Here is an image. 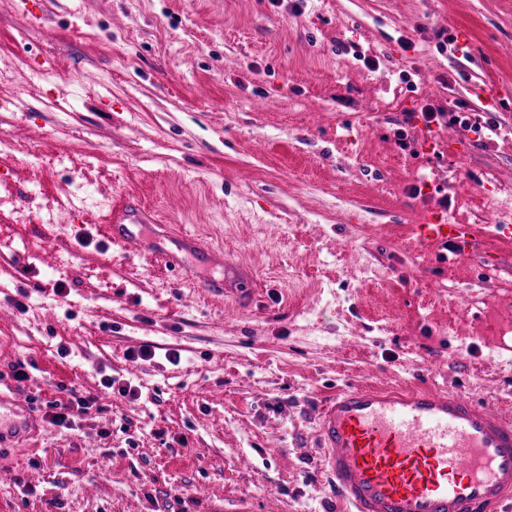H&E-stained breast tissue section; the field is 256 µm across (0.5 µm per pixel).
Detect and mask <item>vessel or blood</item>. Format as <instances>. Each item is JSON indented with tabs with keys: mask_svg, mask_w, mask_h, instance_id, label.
<instances>
[{
	"mask_svg": "<svg viewBox=\"0 0 512 512\" xmlns=\"http://www.w3.org/2000/svg\"><path fill=\"white\" fill-rule=\"evenodd\" d=\"M145 209L113 206L111 242L143 251ZM459 224H423L421 241L460 238ZM211 298L254 304L252 274L202 282ZM30 398L0 393V440L39 436ZM315 438L322 467L349 512H512V419L458 394L404 392L351 384L326 401Z\"/></svg>",
	"mask_w": 512,
	"mask_h": 512,
	"instance_id": "b4317fda",
	"label": "vessel or blood"
}]
</instances>
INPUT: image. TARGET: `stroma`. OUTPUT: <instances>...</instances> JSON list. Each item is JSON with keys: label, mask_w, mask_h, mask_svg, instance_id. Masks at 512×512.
Returning <instances> with one entry per match:
<instances>
[{"label": "stroma", "mask_w": 512, "mask_h": 512, "mask_svg": "<svg viewBox=\"0 0 512 512\" xmlns=\"http://www.w3.org/2000/svg\"><path fill=\"white\" fill-rule=\"evenodd\" d=\"M489 82L512 83V0H0V392L44 421L97 399L0 447V512H341L315 413L369 368L512 417V103ZM427 103L497 128L426 127ZM127 194L147 242L196 233L258 304L110 243ZM446 216L476 243L418 241ZM201 291L210 298L224 299L233 296L240 303L252 305L257 301V284L252 274L242 273L235 279H213L198 284ZM75 397V396H74ZM95 399L91 396L87 398L79 397L64 405L62 409L65 412H59L52 415L50 423L57 426H70L74 421L73 418L81 414H86L93 408Z\"/></svg>", "instance_id": "35a3bbf8"}]
</instances>
